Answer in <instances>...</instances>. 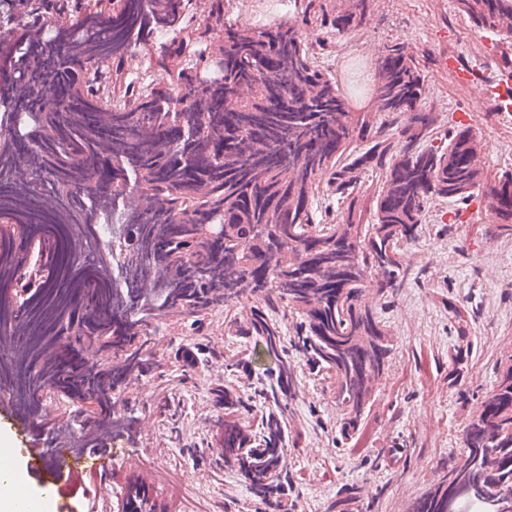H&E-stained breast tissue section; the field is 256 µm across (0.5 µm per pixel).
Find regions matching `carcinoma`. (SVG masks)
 Wrapping results in <instances>:
<instances>
[{
  "mask_svg": "<svg viewBox=\"0 0 512 512\" xmlns=\"http://www.w3.org/2000/svg\"><path fill=\"white\" fill-rule=\"evenodd\" d=\"M192 0H23L13 25L0 32V53H13L15 32L27 37L24 88L11 73L0 96L15 109L41 111L29 143L0 126V219L24 228L3 230L0 248L20 253L43 233L36 260L17 262L0 286V324L18 322L23 354L0 364L1 375L29 373L19 404L40 415L43 395L93 431L134 435L137 421L117 403L128 381L159 368L149 329L129 315L143 281L158 283L160 308L181 316L198 335L211 310L249 306L251 318L229 321L262 339L275 368L244 402L231 386L214 390L223 413L220 445L211 449L240 472L255 497L273 505L288 482V397L293 367L281 324L268 310L289 307L300 317L298 346L317 372L336 382V404L348 415L342 434L360 429L392 350L377 310L363 301L369 277L378 292L405 277L399 246L421 236L424 211L437 196L465 204L480 193L512 231V173L493 177L471 158L476 135L461 128L434 144L436 116L421 105L423 77L401 45L385 48L374 85L380 111L400 120L401 144L370 121L358 122L336 77L316 64L312 47L293 24L244 28L224 19V0L196 15ZM457 13L497 37L501 61L512 68V0H454ZM364 0L324 23L338 31L358 25ZM55 14L58 37L43 44L35 30ZM222 23L224 77L206 80V38ZM161 31L176 37L141 63L163 81L143 85L127 64L137 45ZM383 178L359 194L363 176ZM336 199L340 221L317 217L315 199ZM112 226L132 276L111 272L102 249L89 267L99 225ZM257 421L252 429L249 421ZM466 452L409 506L408 512H453L462 497L496 512L512 495V355L495 386L470 416ZM122 506L155 512L148 494Z\"/></svg>",
  "mask_w": 512,
  "mask_h": 512,
  "instance_id": "obj_1",
  "label": "carcinoma"
}]
</instances>
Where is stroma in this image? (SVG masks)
Wrapping results in <instances>:
<instances>
[{"instance_id": "1", "label": "stroma", "mask_w": 512, "mask_h": 512, "mask_svg": "<svg viewBox=\"0 0 512 512\" xmlns=\"http://www.w3.org/2000/svg\"><path fill=\"white\" fill-rule=\"evenodd\" d=\"M225 0L227 16L241 26L275 27L299 22L316 63L335 74L349 109L366 112L374 126L396 133L391 117L366 105L364 93L347 81V66L400 44L415 55L424 83L423 105L438 116L437 133L470 128L487 167L512 171V137L496 127L499 112L471 91L457 92V69L489 85L512 77L503 69L493 37L474 31L454 11L452 0H369L354 31L323 25L322 13L350 9L352 0ZM455 67H448V60ZM425 233L402 244L408 277L387 296L368 289L392 337L388 370L363 417L366 450L341 444L345 422L332 380L318 376L295 351L292 314L276 310L284 343L295 365L296 391L288 418L291 483L283 512H331L336 498L354 494L352 512H406L464 449L463 431L498 369L512 354V233L499 230L483 197L457 206L432 198ZM158 374L133 380L119 396L142 423L137 438L105 439L111 450L108 474L86 476L89 496H76L75 512H121L127 484L141 464L160 472L179 468L194 498L209 512H257L245 479L212 455L220 411L214 390L229 383L250 399L257 379L273 368L261 340L229 329L215 308L203 335L192 336L175 317L151 321ZM200 348L199 365L184 378L174 358L183 347ZM243 361L245 369L231 370ZM166 413H156L157 405Z\"/></svg>"}]
</instances>
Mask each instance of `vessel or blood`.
<instances>
[{
  "label": "vessel or blood",
  "instance_id": "obj_1",
  "mask_svg": "<svg viewBox=\"0 0 512 512\" xmlns=\"http://www.w3.org/2000/svg\"><path fill=\"white\" fill-rule=\"evenodd\" d=\"M30 422V417L19 409L15 394L8 386H1L0 428L14 433L25 470L38 481L36 501L55 506L57 512H68L69 500L82 486L84 476L109 470L110 458L105 454L81 453L67 441L53 455H46L31 431Z\"/></svg>",
  "mask_w": 512,
  "mask_h": 512
}]
</instances>
